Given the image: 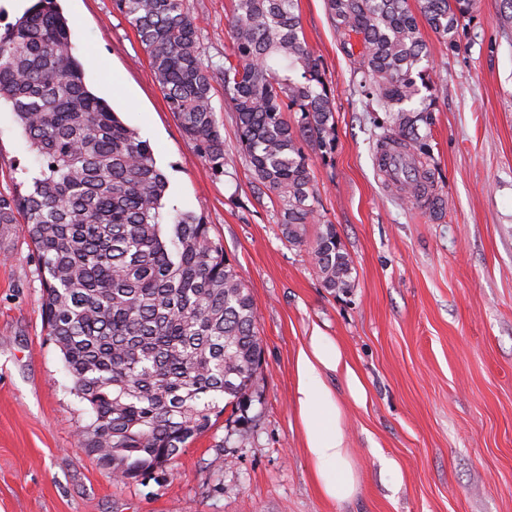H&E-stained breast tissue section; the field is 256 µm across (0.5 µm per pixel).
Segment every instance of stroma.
Instances as JSON below:
<instances>
[{
	"instance_id": "stroma-1",
	"label": "stroma",
	"mask_w": 512,
	"mask_h": 512,
	"mask_svg": "<svg viewBox=\"0 0 512 512\" xmlns=\"http://www.w3.org/2000/svg\"><path fill=\"white\" fill-rule=\"evenodd\" d=\"M200 51L232 44V0H190ZM79 19L74 54L93 91L149 142L168 205L201 215L250 289L263 340L261 391L173 465L113 479L79 442L91 420L42 316L37 256L19 225L0 229V512H512V18L476 0L454 41L421 32L434 84L418 132L441 200L405 201L376 160L387 114L354 77L325 0H298L305 40L333 89L336 147L311 154L319 222L289 244L280 203L255 196L244 161L218 174L183 135L132 27L112 0H61ZM117 76L101 85L98 70ZM40 168L0 106V194ZM335 225L353 286L323 288L309 245ZM337 338L367 389L345 400L360 491L318 490L294 401L293 361L312 328ZM223 468H215V458ZM397 462L400 484L382 474Z\"/></svg>"
}]
</instances>
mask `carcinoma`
<instances>
[{"label": "carcinoma", "mask_w": 512, "mask_h": 512, "mask_svg": "<svg viewBox=\"0 0 512 512\" xmlns=\"http://www.w3.org/2000/svg\"><path fill=\"white\" fill-rule=\"evenodd\" d=\"M232 47L219 69L240 154L256 193L280 201L282 235L305 242L318 221L303 146L336 141L334 93L307 45L296 0H233ZM475 0H326L353 74L392 124L378 157L428 153L414 108L433 83L418 16L448 40ZM133 27L154 81L186 138L217 173L234 164L213 102L214 70L198 47L189 0H113ZM11 104L40 160L25 195H0V224L24 220L44 287L48 336L90 407L82 447L121 481L170 464L179 449L241 409L260 388L262 339L252 295L202 217L163 202L168 188L150 144L87 87L57 0H38L0 32V101ZM294 112L290 122L285 116ZM419 168L401 192L421 198ZM328 290L351 287L352 259L333 224L310 246Z\"/></svg>", "instance_id": "carcinoma-1"}]
</instances>
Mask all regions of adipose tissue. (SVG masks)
<instances>
[{
    "mask_svg": "<svg viewBox=\"0 0 512 512\" xmlns=\"http://www.w3.org/2000/svg\"><path fill=\"white\" fill-rule=\"evenodd\" d=\"M295 402L314 480L327 498L352 499L358 479L352 462L344 409L331 377L342 378L350 398L363 402L365 386L334 337L312 329L294 360Z\"/></svg>",
    "mask_w": 512,
    "mask_h": 512,
    "instance_id": "1",
    "label": "adipose tissue"
}]
</instances>
